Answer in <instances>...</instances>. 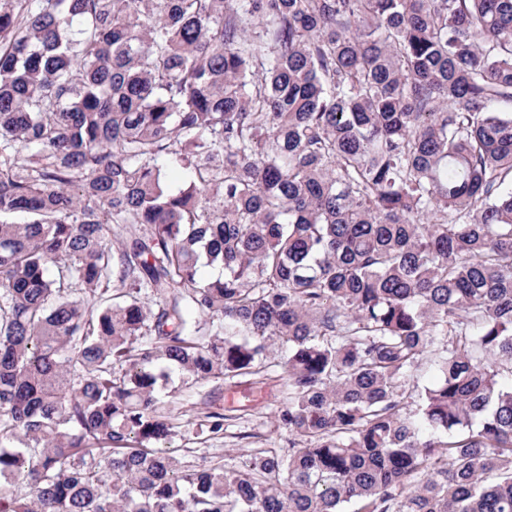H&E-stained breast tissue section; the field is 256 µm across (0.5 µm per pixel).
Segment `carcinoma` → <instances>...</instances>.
I'll list each match as a JSON object with an SVG mask.
<instances>
[{"mask_svg":"<svg viewBox=\"0 0 512 512\" xmlns=\"http://www.w3.org/2000/svg\"><path fill=\"white\" fill-rule=\"evenodd\" d=\"M0 512H512V0H0ZM435 349L437 348L432 347L425 353L414 378L406 382L404 400L409 410L415 409L418 391L429 385L435 377V366L432 361L433 353L436 352ZM269 366V379L264 384L244 375L181 388L180 378L175 376L161 393L159 403L160 412L177 426L168 444L173 454L185 465L220 464L229 469L240 466L260 449L289 448L291 436L279 426L274 414L284 403V374L280 367ZM208 411L229 418L224 419L223 433L210 435L204 425L200 426L203 413Z\"/></svg>","mask_w":512,"mask_h":512,"instance_id":"carcinoma-1","label":"carcinoma"}]
</instances>
